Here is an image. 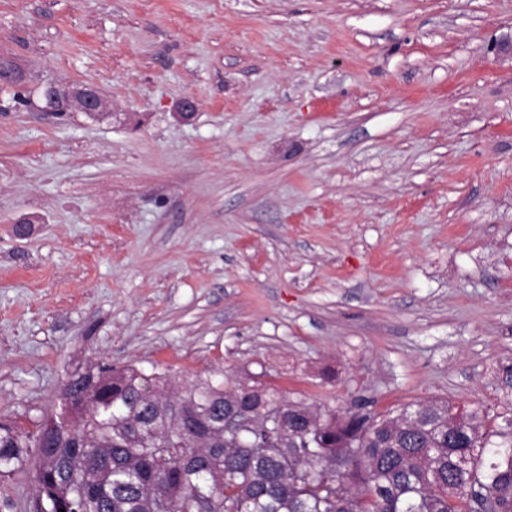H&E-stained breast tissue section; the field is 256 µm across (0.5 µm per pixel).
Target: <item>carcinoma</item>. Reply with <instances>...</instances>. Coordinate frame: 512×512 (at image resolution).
<instances>
[{
    "mask_svg": "<svg viewBox=\"0 0 512 512\" xmlns=\"http://www.w3.org/2000/svg\"><path fill=\"white\" fill-rule=\"evenodd\" d=\"M59 401L33 431L0 424V478L44 512H512V401L488 428L446 402L321 410L222 370L172 394L135 366L76 373Z\"/></svg>",
    "mask_w": 512,
    "mask_h": 512,
    "instance_id": "obj_1",
    "label": "carcinoma"
}]
</instances>
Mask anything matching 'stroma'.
Here are the masks:
<instances>
[{
  "mask_svg": "<svg viewBox=\"0 0 512 512\" xmlns=\"http://www.w3.org/2000/svg\"><path fill=\"white\" fill-rule=\"evenodd\" d=\"M512 0H0V423L100 363L512 399ZM191 96V118L177 114ZM53 98L54 107L51 109H44L42 112H47L49 115H55L56 111H62L59 116L64 115L65 111H69L71 108H77L85 113L90 118L98 117L100 114H94L96 112H102L104 109V100L93 87L75 88L72 86L55 84L53 86Z\"/></svg>",
  "mask_w": 512,
  "mask_h": 512,
  "instance_id": "obj_1",
  "label": "stroma"
}]
</instances>
